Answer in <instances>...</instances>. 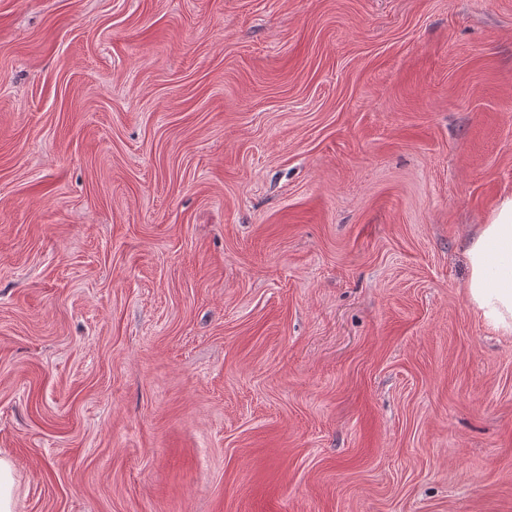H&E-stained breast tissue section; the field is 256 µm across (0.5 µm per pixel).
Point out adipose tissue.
<instances>
[{
    "label": "adipose tissue",
    "instance_id": "adipose-tissue-1",
    "mask_svg": "<svg viewBox=\"0 0 512 512\" xmlns=\"http://www.w3.org/2000/svg\"><path fill=\"white\" fill-rule=\"evenodd\" d=\"M466 291L471 304L496 328L512 331V197L502 198L467 250Z\"/></svg>",
    "mask_w": 512,
    "mask_h": 512
}]
</instances>
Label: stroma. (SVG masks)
I'll list each match as a JSON object with an SVG mask.
<instances>
[{
    "mask_svg": "<svg viewBox=\"0 0 512 512\" xmlns=\"http://www.w3.org/2000/svg\"><path fill=\"white\" fill-rule=\"evenodd\" d=\"M512 0H0L15 512H512ZM466 291L496 328L512 331V197L502 198L480 224L467 250Z\"/></svg>",
    "mask_w": 512,
    "mask_h": 512,
    "instance_id": "stroma-1",
    "label": "stroma"
}]
</instances>
